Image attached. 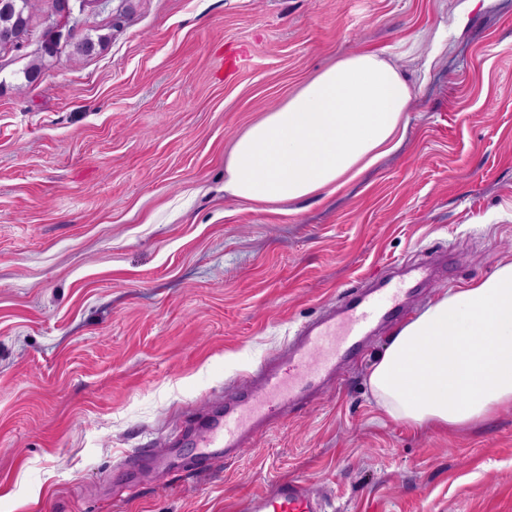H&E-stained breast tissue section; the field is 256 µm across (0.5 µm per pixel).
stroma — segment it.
<instances>
[{"mask_svg": "<svg viewBox=\"0 0 512 512\" xmlns=\"http://www.w3.org/2000/svg\"><path fill=\"white\" fill-rule=\"evenodd\" d=\"M49 13L0 53V512H235L289 477L328 512H512V410L453 432L383 413L368 372L392 323L230 460L112 481L345 289L432 262L413 318L512 260V0H111L81 17L96 54L65 47L28 86ZM231 46L251 59L228 83ZM364 51L411 86L400 146L332 194H225L238 135Z\"/></svg>", "mask_w": 512, "mask_h": 512, "instance_id": "35a3bbf8", "label": "stroma"}]
</instances>
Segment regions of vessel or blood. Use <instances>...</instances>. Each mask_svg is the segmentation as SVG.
Returning <instances> with one entry per match:
<instances>
[{
    "instance_id": "vessel-or-blood-1",
    "label": "vessel or blood",
    "mask_w": 512,
    "mask_h": 512,
    "mask_svg": "<svg viewBox=\"0 0 512 512\" xmlns=\"http://www.w3.org/2000/svg\"><path fill=\"white\" fill-rule=\"evenodd\" d=\"M407 289L392 283L374 293L345 290L340 315H327L298 330L288 359L287 372L271 362H261L248 383L234 396L215 402L188 433L196 463L209 467L233 455L244 438L263 428L278 412L305 403L326 378L335 376L345 362L358 359L362 342L373 323L397 320L406 310ZM183 457L179 449L157 455L133 452L130 470L144 466L172 470ZM325 501L299 477L272 482L265 490L243 499L239 512H324Z\"/></svg>"
}]
</instances>
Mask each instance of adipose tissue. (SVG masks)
Returning a JSON list of instances; mask_svg holds the SVG:
<instances>
[{
	"label": "adipose tissue",
	"instance_id": "ef3b65f1",
	"mask_svg": "<svg viewBox=\"0 0 512 512\" xmlns=\"http://www.w3.org/2000/svg\"><path fill=\"white\" fill-rule=\"evenodd\" d=\"M411 99L377 54L342 57L236 138L224 191L277 205L339 189L399 146ZM368 384L386 416L417 428H467L512 408V261L400 326Z\"/></svg>",
	"mask_w": 512,
	"mask_h": 512
}]
</instances>
